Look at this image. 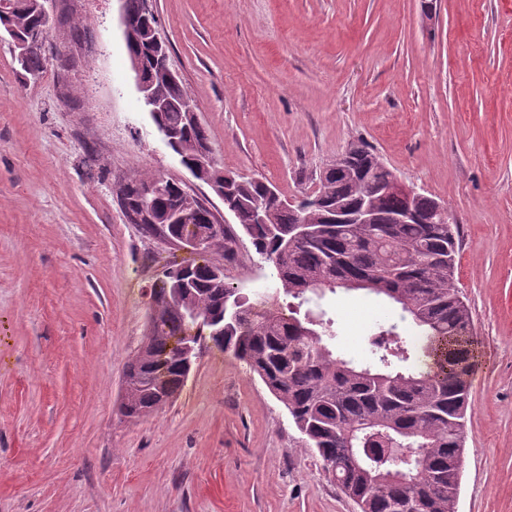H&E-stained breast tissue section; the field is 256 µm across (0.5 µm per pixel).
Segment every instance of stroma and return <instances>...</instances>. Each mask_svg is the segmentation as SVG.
Segmentation results:
<instances>
[{"mask_svg": "<svg viewBox=\"0 0 512 512\" xmlns=\"http://www.w3.org/2000/svg\"><path fill=\"white\" fill-rule=\"evenodd\" d=\"M218 163L315 194L365 142L460 229L454 282L478 342L457 512H512V0H152ZM37 79L0 41V512H359L248 367L210 347L180 392L119 413L150 291L201 261L128 223L118 190L162 174L236 220L165 144L118 0H48ZM231 286L274 291L246 237ZM337 353L399 307L325 294Z\"/></svg>", "mask_w": 512, "mask_h": 512, "instance_id": "35a3bbf8", "label": "stroma"}]
</instances>
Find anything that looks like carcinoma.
Masks as SVG:
<instances>
[{
    "label": "carcinoma",
    "instance_id": "obj_1",
    "mask_svg": "<svg viewBox=\"0 0 512 512\" xmlns=\"http://www.w3.org/2000/svg\"><path fill=\"white\" fill-rule=\"evenodd\" d=\"M38 0H0V30L26 36L38 20ZM144 0H125L140 29L128 52L140 57L145 80L157 93L178 101L185 91L169 81L154 55L156 15L142 14ZM36 78L40 51L20 64ZM179 133L188 155L210 148L206 129L185 113H162ZM348 169L334 167L321 188L294 207L271 202L267 183L242 180L215 166L210 179L224 184L235 201L234 217L256 254L272 265L293 302L288 313L275 295L246 296L224 280L221 263L174 268L151 289V330L126 365L120 413L129 420L152 414L184 384L201 345L212 343L244 362L280 401L337 487L359 512H456L469 404L473 320L454 284L459 230L455 224H388L407 209L430 219L439 201L418 193L408 200L394 187L397 176L367 146L352 154ZM128 183L122 208L136 223L135 188ZM172 183L153 199L143 233L189 245L200 236L207 252L234 254L236 239L209 220L210 210L191 203ZM371 202L375 224H338L336 209L354 212ZM263 215L266 223L255 217ZM365 291L410 318L426 344L425 365H410L415 347L395 324L379 325L371 359L356 363L329 341L335 321L302 307L308 294Z\"/></svg>",
    "mask_w": 512,
    "mask_h": 512
}]
</instances>
